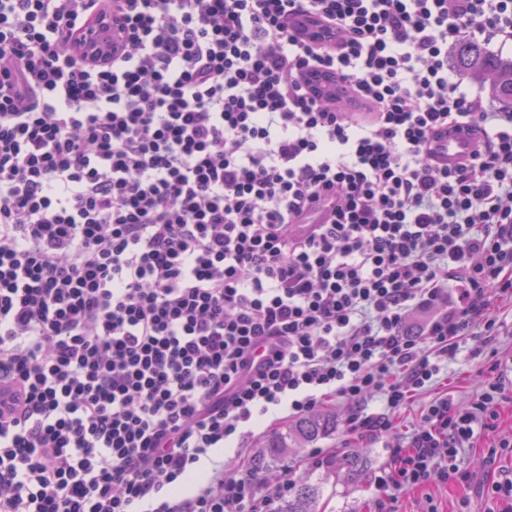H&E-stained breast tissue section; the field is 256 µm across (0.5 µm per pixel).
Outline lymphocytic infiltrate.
<instances>
[{
  "label": "lymphocytic infiltrate",
  "mask_w": 512,
  "mask_h": 512,
  "mask_svg": "<svg viewBox=\"0 0 512 512\" xmlns=\"http://www.w3.org/2000/svg\"><path fill=\"white\" fill-rule=\"evenodd\" d=\"M97 3L0 0V512H276L290 474L225 466L226 440L330 398L382 434L369 402L401 407L512 298V112L451 62L512 43V0H112L125 50L90 66ZM449 124L479 136L453 169L426 151ZM504 391L432 404L374 512L472 483L457 450ZM308 89L319 97L347 96L344 85L334 75L315 68L308 74Z\"/></svg>",
  "instance_id": "obj_1"
}]
</instances>
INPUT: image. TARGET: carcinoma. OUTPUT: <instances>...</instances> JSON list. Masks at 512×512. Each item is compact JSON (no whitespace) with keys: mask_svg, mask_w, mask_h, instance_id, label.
Wrapping results in <instances>:
<instances>
[{"mask_svg":"<svg viewBox=\"0 0 512 512\" xmlns=\"http://www.w3.org/2000/svg\"><path fill=\"white\" fill-rule=\"evenodd\" d=\"M457 71L488 87L492 98L512 109V60L490 52L475 41L461 42L453 51ZM336 427V417L329 413L304 416L293 424L298 443H310ZM319 489L307 483L293 485L278 512H318Z\"/></svg>","mask_w":512,"mask_h":512,"instance_id":"carcinoma-1","label":"carcinoma"}]
</instances>
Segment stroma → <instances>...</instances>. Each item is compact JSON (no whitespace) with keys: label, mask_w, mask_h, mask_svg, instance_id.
<instances>
[{"label":"stroma","mask_w":512,"mask_h":512,"mask_svg":"<svg viewBox=\"0 0 512 512\" xmlns=\"http://www.w3.org/2000/svg\"><path fill=\"white\" fill-rule=\"evenodd\" d=\"M492 312L498 327L490 344L481 337H468L455 359L449 360L433 383L413 395L407 404L390 417V436H358L345 428L346 410L327 401L324 411L334 413L336 426L317 440L323 454L334 457L329 466H316L309 448H292L287 455L273 457L268 442L276 435L287 436L291 418L281 416L266 430L256 432L246 443L243 455L256 469L259 478L272 483L283 468H292L297 483H308L320 489L319 512H372L378 494L374 477L389 464L388 447L392 440H406L412 430L422 423L428 407L440 398L453 400L458 407H468L488 381L486 368L490 359L500 362L501 372L512 371V300H493ZM492 441L491 436L477 438L470 446L459 449L456 463L460 468L476 472L478 481L486 482L512 471V454L498 456L494 463L483 464ZM359 456L365 469L358 478H351L336 465L338 459ZM396 512H476L480 498L476 487L445 485L431 480L419 490H400L395 494Z\"/></svg>","instance_id":"1"}]
</instances>
